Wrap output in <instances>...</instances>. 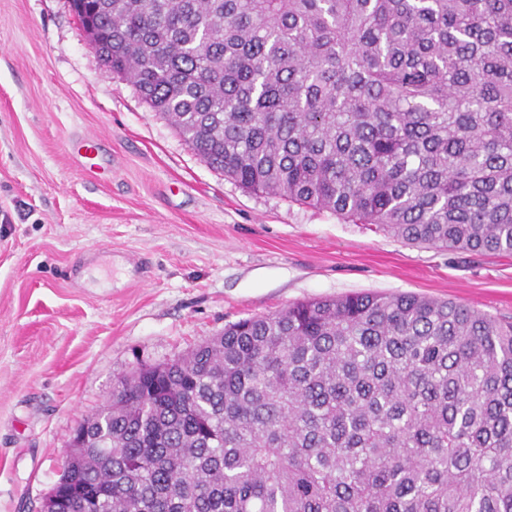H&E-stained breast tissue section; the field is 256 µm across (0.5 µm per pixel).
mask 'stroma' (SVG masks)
<instances>
[{
  "mask_svg": "<svg viewBox=\"0 0 512 512\" xmlns=\"http://www.w3.org/2000/svg\"><path fill=\"white\" fill-rule=\"evenodd\" d=\"M362 291L512 320V257L243 190L101 61L69 0H0V512H41L118 377L239 319Z\"/></svg>",
  "mask_w": 512,
  "mask_h": 512,
  "instance_id": "1",
  "label": "stroma"
}]
</instances>
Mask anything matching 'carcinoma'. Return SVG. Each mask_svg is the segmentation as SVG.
<instances>
[{"label": "carcinoma", "mask_w": 512, "mask_h": 512, "mask_svg": "<svg viewBox=\"0 0 512 512\" xmlns=\"http://www.w3.org/2000/svg\"><path fill=\"white\" fill-rule=\"evenodd\" d=\"M96 52L242 189L512 255V0H71ZM92 512H512V322L356 292L119 377Z\"/></svg>", "instance_id": "carcinoma-1"}]
</instances>
